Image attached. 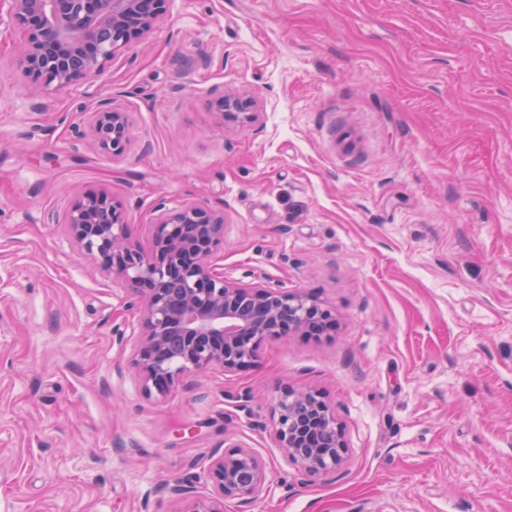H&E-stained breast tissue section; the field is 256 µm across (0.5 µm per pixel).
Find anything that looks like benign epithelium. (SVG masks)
Returning a JSON list of instances; mask_svg holds the SVG:
<instances>
[{"instance_id": "7a95c632", "label": "benign epithelium", "mask_w": 512, "mask_h": 512, "mask_svg": "<svg viewBox=\"0 0 512 512\" xmlns=\"http://www.w3.org/2000/svg\"><path fill=\"white\" fill-rule=\"evenodd\" d=\"M169 0H0V26L18 25L24 45L17 60L35 91L63 92L91 85L116 51L151 32ZM249 102L236 93L215 102L219 124L254 122ZM95 144L115 155L130 141V115L99 104L80 113ZM150 224V245L133 237L121 211L104 194L78 199L64 227L102 272L128 287L141 331L132 343L146 394H166L185 375L211 369L237 372L255 365L260 343L283 335L327 336L336 323L329 309L303 293L224 278L212 262L224 243V214L196 202L175 208L161 202ZM276 446L300 471L316 479L336 470L346 448L336 418L311 390L285 389L270 414ZM209 491L178 484L171 493L181 512H224V501L247 506L268 490L266 464L250 448L231 442L205 469Z\"/></svg>"}]
</instances>
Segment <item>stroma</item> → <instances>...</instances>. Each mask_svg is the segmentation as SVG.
I'll return each instance as SVG.
<instances>
[{
	"mask_svg": "<svg viewBox=\"0 0 512 512\" xmlns=\"http://www.w3.org/2000/svg\"><path fill=\"white\" fill-rule=\"evenodd\" d=\"M22 41L0 26V512H180L228 438L267 468L245 512H512V0H170L58 95ZM232 92L257 122L217 123ZM101 101L131 116L123 155L75 126ZM99 190L145 245L158 203L223 211L225 278L335 332L143 393L114 335L138 311L48 221ZM287 387L342 432L323 478L261 427Z\"/></svg>",
	"mask_w": 512,
	"mask_h": 512,
	"instance_id": "obj_1",
	"label": "stroma"
}]
</instances>
